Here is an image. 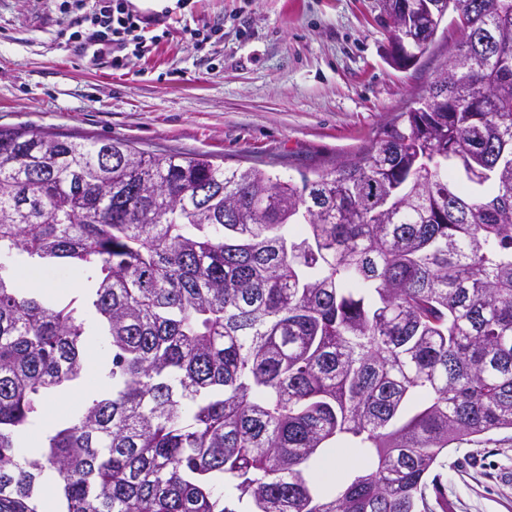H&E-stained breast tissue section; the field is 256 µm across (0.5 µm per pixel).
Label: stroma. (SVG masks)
Returning a JSON list of instances; mask_svg holds the SVG:
<instances>
[{
    "mask_svg": "<svg viewBox=\"0 0 512 512\" xmlns=\"http://www.w3.org/2000/svg\"><path fill=\"white\" fill-rule=\"evenodd\" d=\"M60 0H0V126L207 154L298 178L354 158L454 53L442 23L413 67L392 59L379 0H188L124 67L95 64ZM448 512H512V431L448 454Z\"/></svg>",
    "mask_w": 512,
    "mask_h": 512,
    "instance_id": "stroma-1",
    "label": "stroma"
}]
</instances>
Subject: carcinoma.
<instances>
[{
    "instance_id": "carcinoma-1",
    "label": "carcinoma",
    "mask_w": 512,
    "mask_h": 512,
    "mask_svg": "<svg viewBox=\"0 0 512 512\" xmlns=\"http://www.w3.org/2000/svg\"><path fill=\"white\" fill-rule=\"evenodd\" d=\"M459 8L473 73L419 98L449 110L298 182L0 127V512L48 472L62 512H448V448L512 430V0ZM21 258L81 305L15 287ZM94 340L110 389L22 451ZM327 448L365 466L319 485Z\"/></svg>"
}]
</instances>
